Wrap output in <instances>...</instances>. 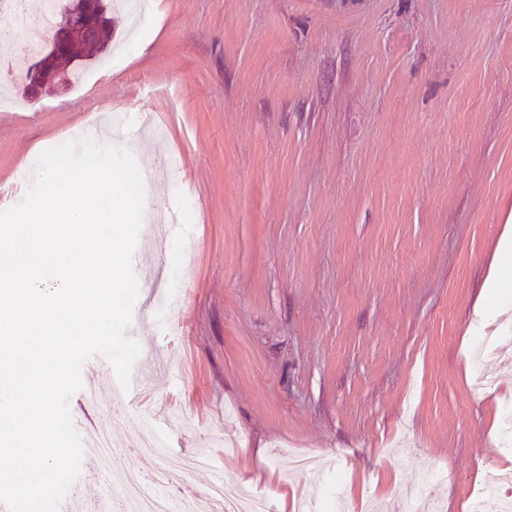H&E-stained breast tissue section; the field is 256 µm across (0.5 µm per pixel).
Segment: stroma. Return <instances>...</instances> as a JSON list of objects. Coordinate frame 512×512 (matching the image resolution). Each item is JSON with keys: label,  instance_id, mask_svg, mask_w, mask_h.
Segmentation results:
<instances>
[{"label": "stroma", "instance_id": "1", "mask_svg": "<svg viewBox=\"0 0 512 512\" xmlns=\"http://www.w3.org/2000/svg\"><path fill=\"white\" fill-rule=\"evenodd\" d=\"M114 67L81 89L0 111V184L77 141L91 115L147 178L128 337L114 373L70 400L137 475L207 452L226 480L294 512V454L326 463L322 512H408L429 477L446 512L512 469L498 447L512 343L468 335L512 211V0H160ZM142 40V54L126 46ZM103 459L72 486L98 512Z\"/></svg>", "mask_w": 512, "mask_h": 512}]
</instances>
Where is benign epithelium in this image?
Segmentation results:
<instances>
[{
    "mask_svg": "<svg viewBox=\"0 0 512 512\" xmlns=\"http://www.w3.org/2000/svg\"><path fill=\"white\" fill-rule=\"evenodd\" d=\"M104 0H76L63 14L61 24L45 38L44 47L34 56L26 78L27 97L35 101L47 87L66 79L82 58L68 52L70 39L79 34L96 40L108 24Z\"/></svg>",
    "mask_w": 512,
    "mask_h": 512,
    "instance_id": "1",
    "label": "benign epithelium"
}]
</instances>
